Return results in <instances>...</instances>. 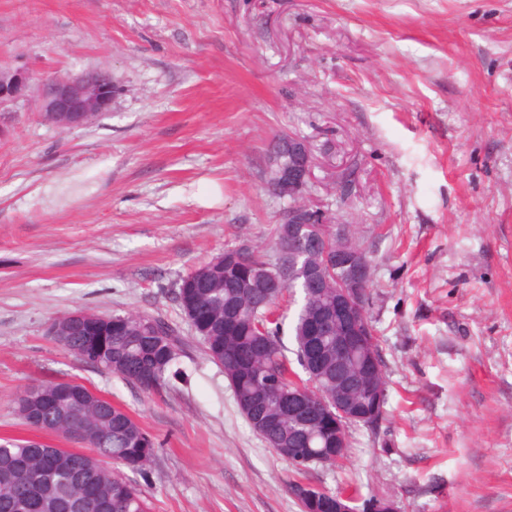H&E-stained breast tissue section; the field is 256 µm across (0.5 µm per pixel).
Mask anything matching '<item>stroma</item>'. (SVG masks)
Instances as JSON below:
<instances>
[{
	"label": "stroma",
	"mask_w": 512,
	"mask_h": 512,
	"mask_svg": "<svg viewBox=\"0 0 512 512\" xmlns=\"http://www.w3.org/2000/svg\"><path fill=\"white\" fill-rule=\"evenodd\" d=\"M109 68L112 110L60 131L0 112V439L35 384L76 380L136 418L153 512H302L301 480L398 512H512V0H0V62ZM316 158L305 201L371 261L386 415L298 469L240 413L174 299L224 249L276 259L271 142ZM144 312L186 342L148 396L76 359L58 316Z\"/></svg>",
	"instance_id": "obj_1"
}]
</instances>
